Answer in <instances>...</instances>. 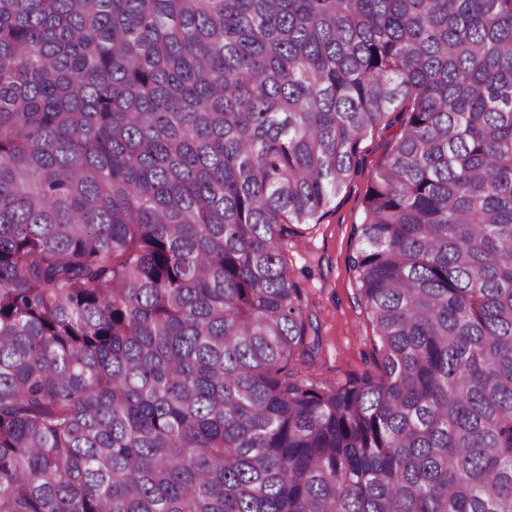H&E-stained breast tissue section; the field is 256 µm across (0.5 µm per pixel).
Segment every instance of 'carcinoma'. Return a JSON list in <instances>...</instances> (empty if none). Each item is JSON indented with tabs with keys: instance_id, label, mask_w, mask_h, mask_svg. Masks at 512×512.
Wrapping results in <instances>:
<instances>
[{
	"instance_id": "cac0c4a2",
	"label": "carcinoma",
	"mask_w": 512,
	"mask_h": 512,
	"mask_svg": "<svg viewBox=\"0 0 512 512\" xmlns=\"http://www.w3.org/2000/svg\"><path fill=\"white\" fill-rule=\"evenodd\" d=\"M0 512H512V0H0ZM394 131L377 129L361 144L358 173L336 196L318 224L302 226L289 240L288 262L304 289L322 345L315 361L324 378L340 381L372 367V327L361 302L349 259L358 240L364 200L373 169L386 156Z\"/></svg>"
}]
</instances>
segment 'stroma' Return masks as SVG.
I'll use <instances>...</instances> for the list:
<instances>
[{
	"instance_id": "stroma-1",
	"label": "stroma",
	"mask_w": 512,
	"mask_h": 512,
	"mask_svg": "<svg viewBox=\"0 0 512 512\" xmlns=\"http://www.w3.org/2000/svg\"><path fill=\"white\" fill-rule=\"evenodd\" d=\"M390 142V131L371 132L361 144L358 173L318 223L289 241L292 275L304 290L322 340L316 365L327 379L340 381L371 366L372 327L349 259L358 245L357 226L362 221L370 174L383 161Z\"/></svg>"
}]
</instances>
